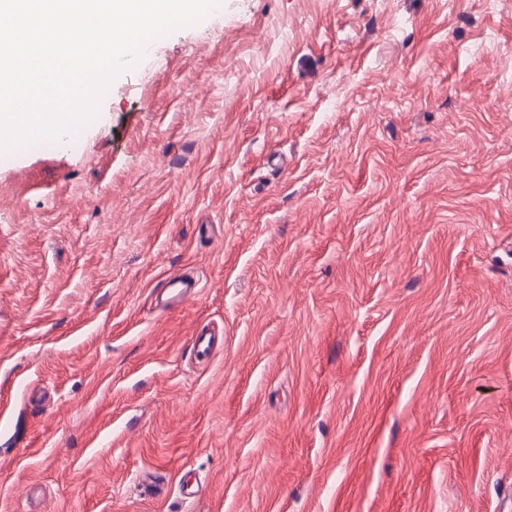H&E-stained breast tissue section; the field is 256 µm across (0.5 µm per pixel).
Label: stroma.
<instances>
[{
	"instance_id": "obj_1",
	"label": "stroma",
	"mask_w": 512,
	"mask_h": 512,
	"mask_svg": "<svg viewBox=\"0 0 512 512\" xmlns=\"http://www.w3.org/2000/svg\"><path fill=\"white\" fill-rule=\"evenodd\" d=\"M511 56L512 0H223L0 157V512H512Z\"/></svg>"
}]
</instances>
